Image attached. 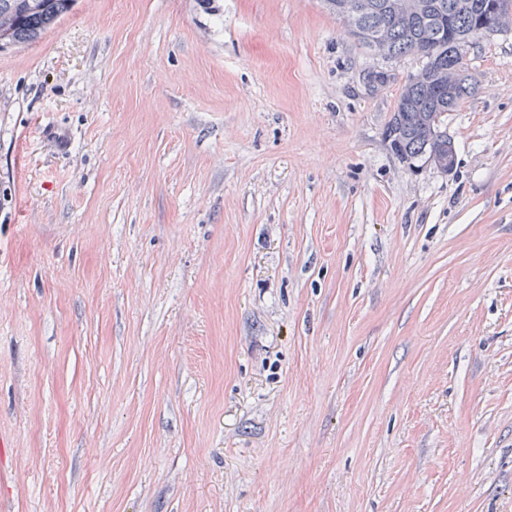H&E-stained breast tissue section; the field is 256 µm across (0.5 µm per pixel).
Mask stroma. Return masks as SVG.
I'll return each mask as SVG.
<instances>
[{"label": "stroma", "mask_w": 512, "mask_h": 512, "mask_svg": "<svg viewBox=\"0 0 512 512\" xmlns=\"http://www.w3.org/2000/svg\"><path fill=\"white\" fill-rule=\"evenodd\" d=\"M466 60L446 174L323 0L0 48V512H512V32Z\"/></svg>", "instance_id": "stroma-1"}]
</instances>
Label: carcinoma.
<instances>
[{"label":"carcinoma","instance_id":"obj_1","mask_svg":"<svg viewBox=\"0 0 512 512\" xmlns=\"http://www.w3.org/2000/svg\"><path fill=\"white\" fill-rule=\"evenodd\" d=\"M459 0H419L421 8L393 20L380 11L368 12L362 28L388 29L395 57L417 53L426 59L422 69L431 72L438 66L449 67L460 53L476 44L472 26L483 11L485 0H468V8H458ZM74 0H0V32L9 33V43L36 41L73 7ZM398 102L408 111L393 113L387 138L393 151L413 158L431 146L455 153L445 132L429 144L422 118L436 115L440 122L448 117V103L424 87L405 86Z\"/></svg>","mask_w":512,"mask_h":512}]
</instances>
